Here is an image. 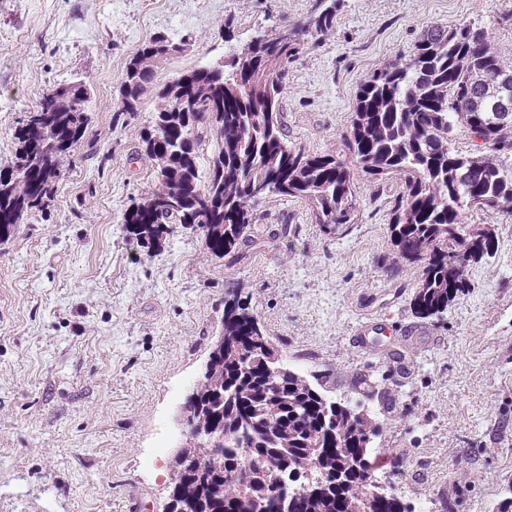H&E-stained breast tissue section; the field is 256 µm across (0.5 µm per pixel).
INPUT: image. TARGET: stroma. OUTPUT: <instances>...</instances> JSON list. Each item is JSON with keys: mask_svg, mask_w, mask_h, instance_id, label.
<instances>
[{"mask_svg": "<svg viewBox=\"0 0 512 512\" xmlns=\"http://www.w3.org/2000/svg\"><path fill=\"white\" fill-rule=\"evenodd\" d=\"M316 0H0V167L46 90L91 88V122L46 212L0 244V512H165L181 406L239 291L289 366L379 422L369 459L381 484L430 512H494L512 485V211L498 247L470 265L448 310L412 309L421 270L391 272L388 208L399 186L355 173L357 213L334 229L301 200L268 196L241 257L213 256L180 230L148 256L123 214L155 188L137 131L156 102L118 115L127 62L151 35L187 40L166 82L258 34L306 21ZM484 27L512 64V0H339L333 32L282 78V121L309 153H343L359 84L407 57L431 26ZM381 320L372 349L356 325ZM415 324L424 337L399 330Z\"/></svg>", "mask_w": 512, "mask_h": 512, "instance_id": "obj_1", "label": "stroma"}]
</instances>
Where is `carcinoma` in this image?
<instances>
[{"instance_id": "obj_1", "label": "carcinoma", "mask_w": 512, "mask_h": 512, "mask_svg": "<svg viewBox=\"0 0 512 512\" xmlns=\"http://www.w3.org/2000/svg\"><path fill=\"white\" fill-rule=\"evenodd\" d=\"M338 0H317L304 24L232 51L224 64L199 66L159 83L158 66L185 51L155 34L125 69L118 113L134 114L152 92L154 122L138 132L137 158L156 169L158 185L123 216L126 231L148 250L177 227L198 230L223 258L249 241L253 210L270 195L307 202L315 223L354 221L352 167L373 184H399L390 202L392 265H421L412 300L429 318L469 287L470 263L497 248L491 224L471 228L463 211L512 209V96L495 79L512 66L472 24L433 26L408 59L389 62L359 86L346 138L349 159L311 154L288 141L281 122L285 64L302 37L333 31ZM90 86H53L17 127L14 162L0 169V243L22 218L44 211L61 163L83 142ZM465 129L475 149L454 146ZM213 145L207 177L200 153ZM247 298L224 297L221 330L193 390L187 424L199 436L185 448L181 487L168 512H255L280 501L281 481L295 488L291 512H415L374 484L369 461L380 427L368 413L328 398L304 376L271 372L281 358Z\"/></svg>"}]
</instances>
